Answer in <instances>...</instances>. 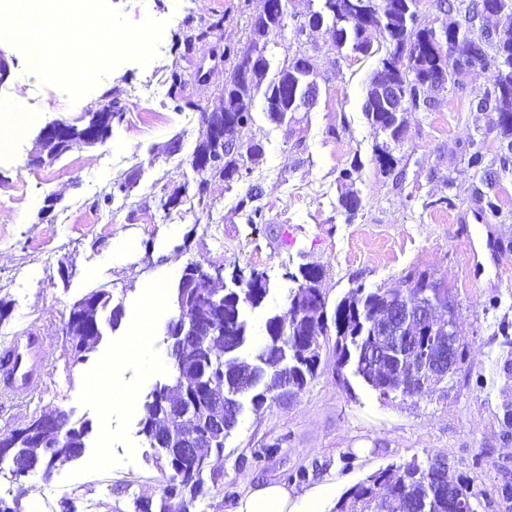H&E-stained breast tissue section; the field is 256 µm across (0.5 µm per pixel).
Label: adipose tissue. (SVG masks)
Wrapping results in <instances>:
<instances>
[{
  "instance_id": "adipose-tissue-1",
  "label": "adipose tissue",
  "mask_w": 512,
  "mask_h": 512,
  "mask_svg": "<svg viewBox=\"0 0 512 512\" xmlns=\"http://www.w3.org/2000/svg\"><path fill=\"white\" fill-rule=\"evenodd\" d=\"M131 362L139 363L145 376H152L163 368L165 358L154 352L143 334L126 339L124 346L113 351L106 373L94 379L96 390L117 388L124 367ZM331 487L322 484L304 492L287 485L268 482L250 487L239 498L234 512H324L323 505L330 495Z\"/></svg>"
}]
</instances>
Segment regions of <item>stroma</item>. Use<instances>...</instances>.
Wrapping results in <instances>:
<instances>
[{
    "label": "stroma",
    "mask_w": 512,
    "mask_h": 512,
    "mask_svg": "<svg viewBox=\"0 0 512 512\" xmlns=\"http://www.w3.org/2000/svg\"><path fill=\"white\" fill-rule=\"evenodd\" d=\"M130 22H164L156 56L120 64L75 104L66 93L41 85L26 60L6 48L8 78L0 104L19 99L25 133L0 152V297L11 308L0 321V344L25 330L45 339L41 388L25 398L0 394V432L23 427L45 410L67 412L85 425L83 454L51 476L42 471L13 483L0 477V496L18 501L21 512H55L60 499H76L78 512H134L139 498H159L165 480L139 433L138 405L163 369L144 379L138 364L126 365L122 388L135 407L96 394L94 377L128 336L145 301L143 286L161 270H184L192 261L223 266L225 273L255 267L270 291L257 309H245L248 336L240 355L251 359L265 340L271 315L287 316L291 278L304 265L319 266L328 308L357 285L368 289L401 285L428 273L447 285L463 359L454 375L422 398H381L351 371H337L332 342H324L317 374L290 400H271L260 411L245 409L225 442L218 485H205L195 512H233L247 490L269 481L304 491L327 483L325 512H336L341 496L371 474L412 460H444L468 480L477 512H512V428L504 412L512 406V150L495 126L496 113L481 112L474 97L491 81L475 70L432 91V107L404 115L402 140L389 144L376 132L362 105L379 55L334 46L327 28L309 36L318 95L308 111L272 121L253 107L250 138L262 144L256 158L243 157L242 179L209 180L206 207L167 212L166 196L193 193L198 176L191 155L202 132V112L218 103L224 64L213 52L231 47L236 59L254 52L249 23L257 0H112ZM324 0H288L286 26L274 50L282 64L300 42V21L323 10ZM223 17L189 57L177 43L188 17ZM189 77L176 109L170 73ZM121 107L105 142L81 145L53 162L32 163L37 139L48 124L81 125L85 115L107 104ZM164 121L137 127L145 109ZM389 145L390 172H381L374 149ZM481 155L472 166V155ZM353 168L352 178L342 171ZM133 181L129 198H111L113 183ZM354 190L361 200L348 216L341 197ZM255 193L265 221H248L240 201ZM497 214L483 220L488 204ZM127 249L113 257V244ZM70 270L68 279L60 267ZM103 286L121 300L118 328H104L83 363L69 360L63 334L69 306ZM41 485L27 496L28 482Z\"/></svg>",
    "instance_id": "35a3bbf8"
}]
</instances>
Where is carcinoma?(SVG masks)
I'll list each match as a JSON object with an SVG mask.
<instances>
[{"mask_svg":"<svg viewBox=\"0 0 512 512\" xmlns=\"http://www.w3.org/2000/svg\"><path fill=\"white\" fill-rule=\"evenodd\" d=\"M417 0H324L325 12H314L300 23L298 32L317 29L331 19L337 47L346 45L360 54L384 52L383 59L398 60L410 56L415 60L416 79L405 85L411 109L426 111L431 102L420 86L437 78L441 69L448 72V80L468 70L469 59L455 63L439 52L438 41L431 29L416 27ZM454 6V11L464 14L465 24L452 23L446 26V34L452 39L461 36L466 41L476 38L479 43L467 48L472 59L484 62V67L493 74L489 86L477 95V107L498 113L496 126L505 138L512 137V25L502 26L499 19L489 18L482 11L481 0H437V3ZM224 23V17L215 20H200L191 27L192 34L184 44V51H192L195 44L203 42L212 29ZM285 28V21L277 19L276 0H259V7L252 16L250 34L263 46L277 44V36ZM381 40H373L374 34ZM224 63L229 65L224 79V90L220 91L219 103L224 105V124L235 128L238 149L226 150L215 143L205 132L197 142L193 154L209 153L222 160L224 180L242 177L238 172V157L242 150L258 156L261 145L244 140L248 125L235 126L240 114L248 105L260 97L277 102L269 117L280 122L288 113L296 111L291 100L302 93L306 58L298 52L283 62L277 71L279 79L268 77L271 61L267 54H260L249 61L234 62L230 50L223 52ZM250 64L253 78L245 83L240 79L244 64ZM379 72H374L362 105L370 125L377 131L398 142L402 132L399 113L390 112L377 94ZM88 121L81 127L69 126V141L65 145H49L45 159L51 161L72 148L83 144V134L89 127H98L108 135L114 113H88ZM309 268L302 267L299 274L291 275L297 287L288 295L290 319L279 315L266 321V342L249 363L239 356L245 345L247 327L243 318L246 308L260 307L268 293L269 283L261 276V285H256L254 268H238L232 273L231 285L224 288L217 307H211L207 299L190 298L187 306L193 313L210 311L214 316L211 338L196 343L195 359L190 364L172 367V378L168 383L157 384L145 397L141 406L140 433L153 450L157 467L166 476L162 496L157 499H137L134 512H191L204 490V474H210L212 482L221 480L220 471L214 462L224 457V444L238 423V418L224 419V433L210 438L207 465H199L191 458L179 454V450L158 445L154 426L165 421L167 409L163 395L170 391H188V400L181 412L201 414L209 409L212 398L243 411L244 401L254 411H259L268 400L278 398L275 390L288 387V394L304 389L318 370L321 344L316 337L336 336V367L349 368L368 386L383 397L400 394L415 398L428 392L431 379L417 380L414 391L400 388L402 375L414 363L412 347H422L431 336L425 335L415 317H404L398 321L389 319V304L401 297L409 309L418 306L420 300H431L437 296L448 299V288L426 273L410 276L405 288H377L368 291L357 285L343 297L327 314L326 298L321 282L308 284L304 274ZM87 308L81 318L72 322L74 336L72 363L87 359L100 342V334L85 332L86 327L101 325L102 313L110 311L109 322L117 326L122 317V304L114 303L112 292L106 288H94L85 294ZM384 336H406L409 347L402 348L382 340ZM87 428L76 426L65 419L60 432L46 435L43 446L34 448L27 438L18 435L13 447H0V461L9 459L11 470L41 469L46 475L78 458L84 448ZM453 488V497L472 501L475 493L469 483L450 472L448 465L436 459L426 465L412 461L398 467H389L368 476L352 486L339 499L336 512H448V488Z\"/></svg>","mask_w":512,"mask_h":512,"instance_id":"1","label":"carcinoma"}]
</instances>
